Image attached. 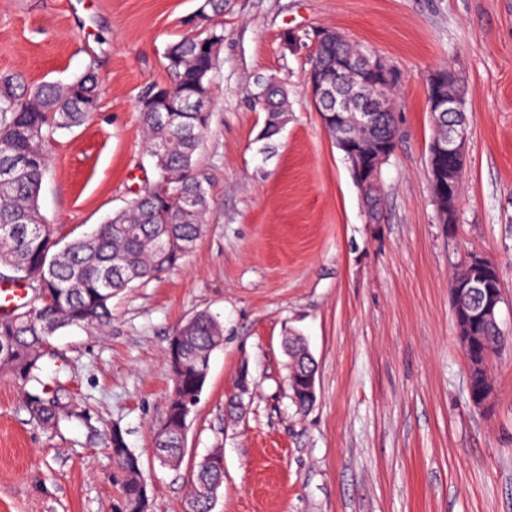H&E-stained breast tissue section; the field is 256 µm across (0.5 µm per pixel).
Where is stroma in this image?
<instances>
[{
    "label": "stroma",
    "mask_w": 512,
    "mask_h": 512,
    "mask_svg": "<svg viewBox=\"0 0 512 512\" xmlns=\"http://www.w3.org/2000/svg\"><path fill=\"white\" fill-rule=\"evenodd\" d=\"M200 0H0V75L103 84L84 125L56 135L39 196L73 238L155 178L137 100L165 83L163 53L197 25ZM210 128L197 156L209 216L175 268L112 300L105 334L52 339L43 379L72 400L53 429L27 386L0 371V512H111L107 449L120 427L140 456L154 512H185L191 470L224 453L213 512H512V341L490 361V408H475L450 276L491 257L512 298V0H228ZM329 28L401 74L400 137L380 175L378 223L307 88L309 55L287 31ZM457 73L470 123L459 221L439 223L429 177L426 78ZM276 75L288 124L271 148L253 78ZM224 342L189 417L181 465L160 468L152 437L172 387L169 339L198 312ZM303 336L316 400L299 412L284 338ZM242 417L225 415L240 372Z\"/></svg>",
    "instance_id": "35a3bbf8"
}]
</instances>
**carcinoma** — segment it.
Returning <instances> with one entry per match:
<instances>
[{
  "instance_id": "obj_1",
  "label": "carcinoma",
  "mask_w": 512,
  "mask_h": 512,
  "mask_svg": "<svg viewBox=\"0 0 512 512\" xmlns=\"http://www.w3.org/2000/svg\"><path fill=\"white\" fill-rule=\"evenodd\" d=\"M226 2L203 0L205 29L166 48L170 81L154 84L143 94L150 104L144 113L145 145L156 179L128 207L66 243L38 203L50 163L47 146L58 132L83 125L96 111L98 73L90 64L67 82L25 85L14 77H0V267L33 292L30 303L0 316V370L32 385L28 410L43 426L59 425L67 398L62 389H50L42 380L51 338L71 327L105 332L112 323V298L175 267L192 252L203 231L207 190L196 172V153L211 111L200 112L189 104L213 103L216 62L204 47L224 42V29L216 18L224 14ZM359 51L343 41L321 45L311 56V67L323 68ZM266 79L270 91L255 105L268 115L288 111L286 89L275 76ZM183 329L189 357L211 354L219 347L216 339L224 337L223 325L205 311L187 320ZM170 374L172 385L181 387L183 400L168 403V431H159L154 438L155 457L163 468L180 465L183 413L194 410L193 402L200 399L206 383L193 366ZM108 450L116 468L113 481L119 487L112 512H150L140 457L117 426ZM223 484L224 472L194 467L189 496L195 500L196 512H212V497L201 491L207 488L216 494Z\"/></svg>"
}]
</instances>
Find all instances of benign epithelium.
<instances>
[{
	"mask_svg": "<svg viewBox=\"0 0 512 512\" xmlns=\"http://www.w3.org/2000/svg\"><path fill=\"white\" fill-rule=\"evenodd\" d=\"M327 37L323 31H316L310 42L294 36L284 42L285 47L294 50L305 48L315 52L317 46ZM363 71L392 78V66L377 56H359ZM307 85L312 104L320 116L324 127H336V145L343 150L351 162L355 183L365 200L369 223L377 222L378 192L382 166L394 151L395 141L374 139L369 142L357 137L361 131H372L384 120V113L391 111L386 98L378 94L368 97L369 86L363 82L351 96L340 97L332 102V109L324 111L321 102L327 96L323 88L322 76L314 71L307 74ZM429 108L434 121L444 123L446 115L462 112L460 99L450 94L432 95ZM468 153V131L464 121L448 124V136L433 148L431 173L447 175L448 184L441 187L435 197L438 210L450 214L458 213L459 194L454 176L465 167ZM496 268L492 260L483 254H473L454 274L451 282L453 313L457 317L458 335L462 336L461 346L468 348L477 341L488 342L485 332L492 327H500L499 315L506 302L505 287L496 280ZM315 371L294 377L290 381L295 393L305 399L315 396ZM467 388L472 404L478 409L489 407L494 397V388L485 387L479 391L473 387L472 371H467Z\"/></svg>",
	"mask_w": 512,
	"mask_h": 512,
	"instance_id": "1",
	"label": "benign epithelium"
}]
</instances>
